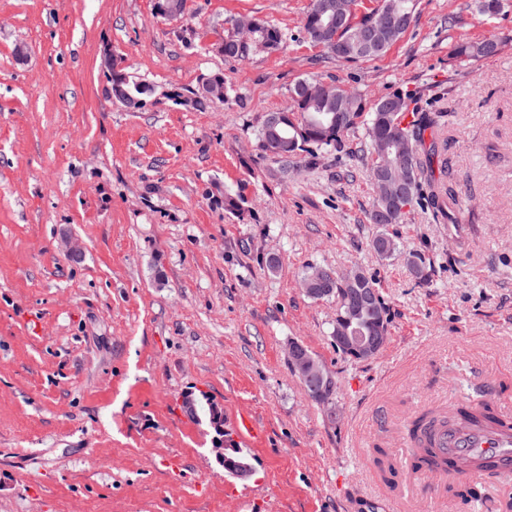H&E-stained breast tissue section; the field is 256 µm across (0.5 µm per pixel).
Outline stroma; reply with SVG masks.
Wrapping results in <instances>:
<instances>
[{
	"label": "stroma",
	"instance_id": "obj_1",
	"mask_svg": "<svg viewBox=\"0 0 512 512\" xmlns=\"http://www.w3.org/2000/svg\"><path fill=\"white\" fill-rule=\"evenodd\" d=\"M156 2L0 0V512H512L497 476L465 501L391 487L375 463L406 458L425 412H512V8L475 25V0H421L386 54L347 63L304 38L310 0H185L179 24ZM239 17L279 26L283 49L218 54ZM492 32L500 54L449 62L457 37ZM108 53L152 86L142 108L113 99ZM215 74L227 99L187 105ZM301 79L442 113L434 176L455 223L416 205L377 259L363 129L310 167L264 154L263 118ZM310 265L378 280L390 337L373 359L337 353L335 299L301 287ZM294 341L333 376L332 405L289 368ZM187 398L223 408L251 478L225 476Z\"/></svg>",
	"mask_w": 512,
	"mask_h": 512
}]
</instances>
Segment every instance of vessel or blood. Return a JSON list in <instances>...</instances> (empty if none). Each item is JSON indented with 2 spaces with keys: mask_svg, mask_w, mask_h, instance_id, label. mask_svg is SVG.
<instances>
[{
  "mask_svg": "<svg viewBox=\"0 0 512 512\" xmlns=\"http://www.w3.org/2000/svg\"><path fill=\"white\" fill-rule=\"evenodd\" d=\"M440 440L452 451L448 467L438 471L441 478L453 483L475 477L476 472L468 461L478 455L492 458L503 480L512 479V415H501L498 424L491 428L471 425L457 428L441 434Z\"/></svg>",
  "mask_w": 512,
  "mask_h": 512,
  "instance_id": "1",
  "label": "vessel or blood"
}]
</instances>
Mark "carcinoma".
Wrapping results in <instances>:
<instances>
[{"mask_svg": "<svg viewBox=\"0 0 512 512\" xmlns=\"http://www.w3.org/2000/svg\"><path fill=\"white\" fill-rule=\"evenodd\" d=\"M336 3L337 0H311L309 9L302 19V30L311 43L324 48L345 62L378 57L386 53L407 31L404 27L390 35L385 44L375 51L364 55H350L342 45L357 28L370 24L377 14L385 9L412 16L416 11V0H380L379 6L360 21H350L338 28L336 43L321 42L314 37V31L320 27L321 20L325 17L324 11L332 8ZM507 6L506 0H477L475 20L485 25L502 13ZM222 41H224V58L243 60L257 45L264 47L268 52L282 49L285 44V34L277 25L267 20L256 19L252 42L240 41L230 27L224 30ZM504 45V38L496 34L479 40L461 38L452 47L449 60L455 63L473 64L498 55ZM306 84L308 81L300 80L291 89L294 111L285 113L276 125L262 122L258 131L260 147L265 151L266 144H274V151L270 152V155L284 163L298 159L301 153L305 152L311 155L309 163L312 164L316 161V154L311 151V148L318 150L335 148L358 125H364L365 139L362 143V156L367 161L368 177L376 186L375 198L369 211L370 223H375L377 210L387 207L381 186L383 177L380 176V171L383 167L387 166L393 171L408 168L412 175L409 199L403 208L392 213L389 223L379 225L378 233L370 241V251L381 259H388L398 251L396 236L390 232V227L403 223L419 197L423 180L432 177L438 156L436 129L440 126L442 115L417 113V110L411 107L412 99L401 94L393 95V98L398 101L397 107L384 112L382 105L385 98L382 97L369 105L362 93L344 90L333 81L330 82L331 93L314 100L302 91ZM119 92L129 99L141 100L151 92V88L141 81L129 79L121 70L112 74V94ZM399 139L411 140L415 147L414 153L405 156L397 155L392 144ZM430 205L442 219H450L448 201L435 187L431 190ZM318 270L324 276H333L332 291L329 295L338 300L330 336H335L342 328H355L365 335L376 328L389 331L390 318L380 319L376 310L368 309L357 318H348L349 293L355 284L337 279L335 269L311 265L306 267L302 279H308ZM446 428H448L446 418L441 419L424 414L416 420L410 436L417 444V451L422 455L423 460L434 463L440 457L452 452L450 448L437 447L434 441L436 433Z\"/></svg>", "mask_w": 512, "mask_h": 512, "instance_id": "carcinoma-1", "label": "carcinoma"}]
</instances>
